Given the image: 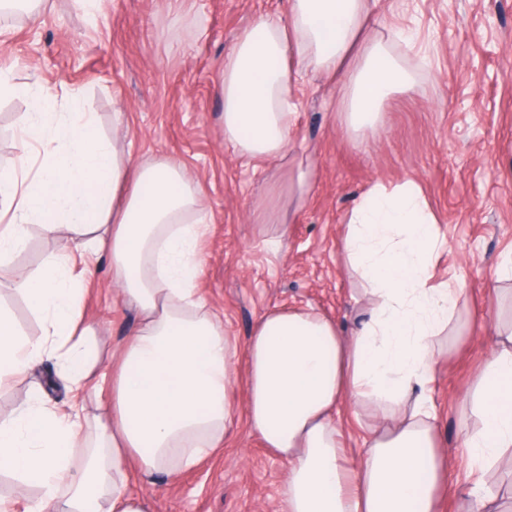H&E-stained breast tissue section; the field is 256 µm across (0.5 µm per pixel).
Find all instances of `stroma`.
<instances>
[{"label":"stroma","mask_w":512,"mask_h":512,"mask_svg":"<svg viewBox=\"0 0 512 512\" xmlns=\"http://www.w3.org/2000/svg\"><path fill=\"white\" fill-rule=\"evenodd\" d=\"M287 12L288 0H95L90 10L79 0H43L38 22L23 14L0 18V71L20 87L39 78L79 93L106 137L113 112H125L121 138L131 158L184 162L204 187L208 215L197 288L240 340L276 307L309 306L350 324L364 306L340 251L350 211L373 183L416 182L448 240L436 275L464 290L459 351L439 365L427 393L448 461L444 512H457L468 483L463 405L475 369L492 351L490 276L512 262V0H380L378 32L414 74L413 89L391 96L381 125L357 137L342 123L335 86L307 75L288 155L257 170L224 143V57L253 19ZM405 27L416 34L414 47L394 38ZM29 108L24 96L0 95V166L15 155ZM301 170L313 190L290 213L283 203ZM272 224L288 230V246L275 256L263 243ZM64 245L28 225L26 246L8 266L38 271ZM84 260L92 270L87 319L121 340L135 313L114 302L109 259L88 252ZM35 388L50 405L72 396L46 361L0 391V419ZM369 420L365 409L336 417L352 460L366 451ZM284 476L282 461L240 425L224 450L184 477L131 487L150 494L153 512H277Z\"/></svg>","instance_id":"obj_1"}]
</instances>
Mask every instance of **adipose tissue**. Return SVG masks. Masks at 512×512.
<instances>
[{"instance_id":"1","label":"adipose tissue","mask_w":512,"mask_h":512,"mask_svg":"<svg viewBox=\"0 0 512 512\" xmlns=\"http://www.w3.org/2000/svg\"><path fill=\"white\" fill-rule=\"evenodd\" d=\"M379 2L288 0L287 18L261 16L240 31L223 74L224 142L236 156L287 152L306 72L335 83L356 133L379 124L393 92L412 89V74L369 33ZM21 91L33 106L0 170V266L30 224L84 239L38 272L12 274L42 334L27 336L0 306V388L52 359L74 392L96 397L91 413L81 401L57 408L36 398L0 421V475L37 490L24 512H150L132 477L184 476L223 448L241 415L285 464L279 512H440L447 465L424 393L452 353L463 291L435 275L448 242L418 185L374 183L350 213L341 250L369 300L351 329L286 308L262 315L241 344L197 294L205 208L185 166L133 161L99 135L77 94L38 80ZM35 141L58 146L37 168ZM78 251L110 258L119 303L138 313L109 351L85 317L91 270L77 265ZM491 335L493 353L466 399L478 424L463 439L462 512H512L485 484L512 457V318L492 322ZM239 382L241 409L230 399ZM344 401L375 408L359 464L334 420Z\"/></svg>"}]
</instances>
